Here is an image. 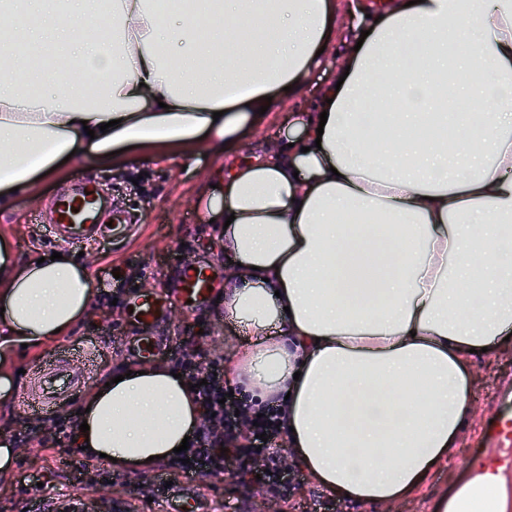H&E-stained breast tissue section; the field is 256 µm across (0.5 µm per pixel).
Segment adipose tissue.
<instances>
[{
    "instance_id": "obj_1",
    "label": "adipose tissue",
    "mask_w": 512,
    "mask_h": 512,
    "mask_svg": "<svg viewBox=\"0 0 512 512\" xmlns=\"http://www.w3.org/2000/svg\"><path fill=\"white\" fill-rule=\"evenodd\" d=\"M219 17L199 33L162 24L155 0H112L113 38L78 30L81 0H25L27 24L0 15V44L50 61L0 79V206L33 194L67 155L107 159L126 145L214 152L266 98L300 88L326 44L335 0H194ZM271 27L232 50L238 18ZM347 51L323 114L297 118L292 146L244 158L199 199L237 266L224 308L253 336L237 370L259 401L282 394L287 447L338 498L392 504L424 484L472 419L471 348L512 335V0H391ZM428 61L410 68L404 41ZM82 53L91 81L50 93L60 58ZM237 80L244 92L226 91ZM393 105L388 138H367L364 100ZM472 101L473 111L445 105ZM465 129L448 148L449 118ZM92 294L70 259L17 262L0 244V400L13 347L68 332ZM78 441L125 470L174 455L201 404L168 369L96 385ZM512 512V474L473 464L437 512Z\"/></svg>"
}]
</instances>
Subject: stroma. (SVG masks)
I'll use <instances>...</instances> for the list:
<instances>
[{
	"label": "stroma",
	"instance_id": "1",
	"mask_svg": "<svg viewBox=\"0 0 512 512\" xmlns=\"http://www.w3.org/2000/svg\"><path fill=\"white\" fill-rule=\"evenodd\" d=\"M355 35L347 0H336V20L320 66L308 75L296 94L279 99L269 111L243 126L232 141L225 143L222 154L188 159L176 149L164 148L155 157L133 145L105 162L93 157L83 159L68 167L63 176L44 180L36 196H16L10 209L0 211V233L7 235L20 261L53 254L38 216L46 212L53 194L70 185L78 174L101 177L116 201L138 211L141 225L127 241L117 245L105 242L81 252L74 248L68 251L87 269L92 280L88 314L68 334L72 340L93 341L92 366L76 359L71 362L76 369H89V385H96L113 371L140 363L125 347L113 344L114 338L130 335L132 328L123 309L99 299L102 292L117 286L115 280L109 279V272L124 274L128 263H138L146 273L140 282L142 289H160L170 294L175 293L184 272L196 262H207L218 276H225L228 256L218 249L215 229L197 207L199 197L211 190L212 170L241 155L261 152L272 143L287 142L291 135L288 114L318 111L322 91L336 77L340 55ZM135 181L142 188L141 194L130 190ZM160 332L172 345L186 333H194L204 360L223 358L228 369L250 347L248 334L228 319L220 302L195 312L187 311L180 303H171ZM469 370L475 379L473 419L458 447L451 449L448 458L431 471L420 488L398 502L399 512H435L438 497L450 493L456 483L466 478V465L472 460L493 458L512 470V449L492 446L486 439L489 424L512 411V340L503 342L496 353L473 355ZM23 473L34 477L24 489L17 482ZM72 482V473L54 466L46 452L21 448L9 475L0 478V512H24L49 498L68 496ZM198 483L212 512H264L270 499L269 492L259 491L254 485L234 484L226 474L205 476ZM288 499L290 512H382L377 504L334 499L306 475L290 489Z\"/></svg>",
	"mask_w": 512,
	"mask_h": 512
}]
</instances>
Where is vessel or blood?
I'll use <instances>...</instances> for the list:
<instances>
[{
	"label": "vessel or blood",
	"instance_id": "obj_1",
	"mask_svg": "<svg viewBox=\"0 0 512 512\" xmlns=\"http://www.w3.org/2000/svg\"><path fill=\"white\" fill-rule=\"evenodd\" d=\"M108 191L98 181L80 178L67 190L57 193L44 219L51 240L79 247L91 241L126 239L134 228V214L126 207L108 203ZM217 275L205 263L191 267L183 276L177 291L179 302H192L194 307L207 305L213 295ZM163 291H137L128 300L130 321L141 329L140 335L128 338L130 349L149 358L160 355L165 345L151 329L160 322L170 304ZM88 354L86 344L77 343L59 347L47 353L37 365L39 400H20L19 410L26 415L44 418L60 414L78 395L82 383L70 371L67 359ZM163 499L167 512H205L206 505L192 483L183 488L166 490Z\"/></svg>",
	"mask_w": 512,
	"mask_h": 512
}]
</instances>
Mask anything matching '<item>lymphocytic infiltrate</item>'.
<instances>
[{
	"label": "lymphocytic infiltrate",
	"mask_w": 512,
	"mask_h": 512,
	"mask_svg": "<svg viewBox=\"0 0 512 512\" xmlns=\"http://www.w3.org/2000/svg\"><path fill=\"white\" fill-rule=\"evenodd\" d=\"M198 355L193 341L185 340L169 358L174 371L196 384V394L207 413L194 429L184 457L174 458L166 465L167 480L174 482L182 477L224 472L225 461L231 457L237 462V475L258 476L260 488L287 495L296 475L281 467L274 446L280 433V408L267 404L258 410L228 396L221 362H212L209 372L204 373L196 364ZM51 422L52 437L38 438L34 429L29 428L18 434V442L33 448L56 450L61 457H72L75 450L67 445L72 437V414L54 416Z\"/></svg>",
	"instance_id": "1"
}]
</instances>
